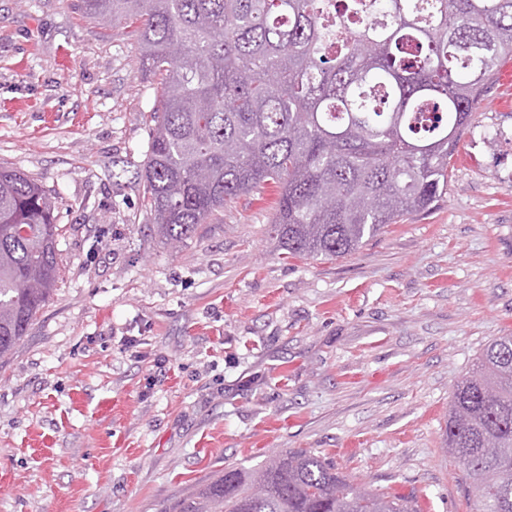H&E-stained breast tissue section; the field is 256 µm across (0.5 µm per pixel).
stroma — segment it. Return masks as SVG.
<instances>
[{
	"label": "stroma",
	"instance_id": "35a3bbf8",
	"mask_svg": "<svg viewBox=\"0 0 512 512\" xmlns=\"http://www.w3.org/2000/svg\"><path fill=\"white\" fill-rule=\"evenodd\" d=\"M504 95L484 94L444 200L354 254L282 255L271 187L174 248L142 204L157 83L133 27L0 0V166L56 196L61 267L0 363V512H164L288 448L417 512H475L442 435L457 381L512 334Z\"/></svg>",
	"mask_w": 512,
	"mask_h": 512
}]
</instances>
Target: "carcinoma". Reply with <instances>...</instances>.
Instances as JSON below:
<instances>
[{
	"label": "carcinoma",
	"mask_w": 512,
	"mask_h": 512,
	"mask_svg": "<svg viewBox=\"0 0 512 512\" xmlns=\"http://www.w3.org/2000/svg\"><path fill=\"white\" fill-rule=\"evenodd\" d=\"M137 29L160 95L143 205L170 245L243 193L277 188V247L333 259L431 209L502 59L512 0H77ZM378 14L352 26L348 14ZM56 197L0 166V360L60 279ZM476 512H512V334L457 382L443 432ZM168 512H416L315 449L232 465Z\"/></svg>",
	"instance_id": "1"
}]
</instances>
